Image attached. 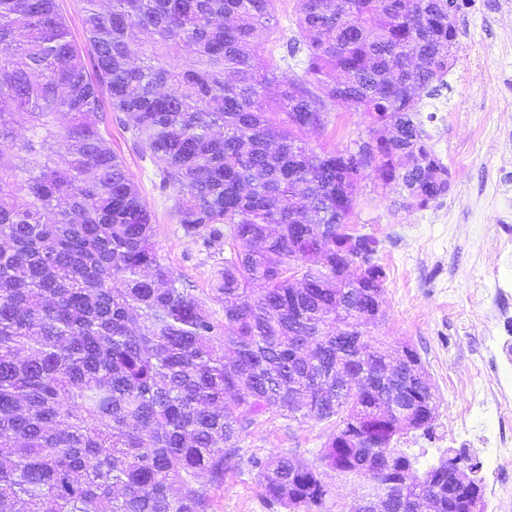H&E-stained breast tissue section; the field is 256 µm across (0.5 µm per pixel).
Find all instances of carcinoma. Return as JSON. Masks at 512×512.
I'll return each instance as SVG.
<instances>
[{
    "label": "carcinoma",
    "mask_w": 512,
    "mask_h": 512,
    "mask_svg": "<svg viewBox=\"0 0 512 512\" xmlns=\"http://www.w3.org/2000/svg\"><path fill=\"white\" fill-rule=\"evenodd\" d=\"M276 0H84L96 78L59 0H0V512H211L238 443L269 410L339 419L325 466L401 482L426 452L433 384L370 342L386 274L377 241L347 240L366 155L409 208L448 192V168L415 121L456 59L448 0H297L298 37L255 58ZM298 59L300 71L288 64ZM107 88L103 102L97 85ZM367 114L357 151L305 139L329 112ZM129 117L184 235L251 245L224 258V320L159 254L152 214L106 145ZM66 145L65 154L58 152ZM323 236L319 243L313 242ZM370 377L336 394L354 369ZM396 398L409 425L377 418ZM443 455L388 512H468L480 481H448ZM268 498L313 512L317 470L286 454L253 460Z\"/></svg>",
    "instance_id": "cac0c4a2"
}]
</instances>
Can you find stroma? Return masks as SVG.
Here are the masks:
<instances>
[{"label":"stroma","instance_id":"35a3bbf8","mask_svg":"<svg viewBox=\"0 0 512 512\" xmlns=\"http://www.w3.org/2000/svg\"><path fill=\"white\" fill-rule=\"evenodd\" d=\"M458 52L438 95L423 98L419 118L435 155L447 166L450 188L425 209L401 208L397 185H381L362 171L350 229L378 241L374 256L386 274L375 345L410 344L436 393L433 434H404L402 447L440 454L477 467L478 478L512 491V452L498 439L512 434L499 423L493 396L512 387V353L490 363L502 342L500 310L512 309V263L500 241L512 225V0H458ZM367 135L362 113L330 112L325 128L308 133L316 148L356 149ZM107 145L120 155L154 214L155 242L166 263L213 315L223 319L217 292L224 268L223 245L184 236L171 207L173 191H161L157 169L136 148L120 122ZM502 297H495V287ZM332 421H296L270 411L239 443L234 468L210 486L212 512H285L267 499L252 467L255 458L286 453L319 468L328 494L320 512H350L369 491L357 476L323 467L320 451L335 432Z\"/></svg>","mask_w":512,"mask_h":512}]
</instances>
